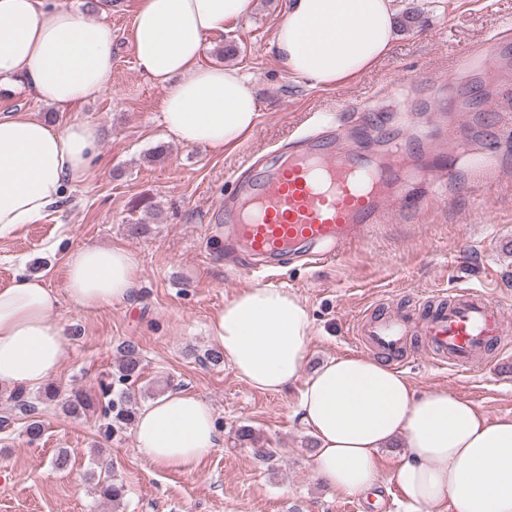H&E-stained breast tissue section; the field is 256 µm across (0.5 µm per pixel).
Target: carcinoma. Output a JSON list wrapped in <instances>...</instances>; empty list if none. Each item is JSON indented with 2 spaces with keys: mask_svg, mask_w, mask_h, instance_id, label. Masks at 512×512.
I'll use <instances>...</instances> for the list:
<instances>
[{
  "mask_svg": "<svg viewBox=\"0 0 512 512\" xmlns=\"http://www.w3.org/2000/svg\"><path fill=\"white\" fill-rule=\"evenodd\" d=\"M143 370L142 359L133 347L127 348L118 360L116 372L112 374L111 381L101 384V399L94 401L81 392H74L62 407L65 412L71 415H82L95 406H100V413L107 420L104 434L111 438L124 432L128 426L134 424L136 408L134 403V391L132 385L141 375ZM120 384L123 389L114 391L115 384ZM12 400L14 408L28 418L25 426L26 435L35 440L41 437L43 425L38 419V409L35 404L28 400L26 391L17 388L13 391ZM96 493L99 498L112 504L120 503L125 495L126 489L123 483L108 475L97 481Z\"/></svg>",
  "mask_w": 512,
  "mask_h": 512,
  "instance_id": "1",
  "label": "carcinoma"
}]
</instances>
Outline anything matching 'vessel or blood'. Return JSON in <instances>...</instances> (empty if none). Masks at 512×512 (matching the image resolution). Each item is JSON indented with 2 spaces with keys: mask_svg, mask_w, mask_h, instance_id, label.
<instances>
[{
  "mask_svg": "<svg viewBox=\"0 0 512 512\" xmlns=\"http://www.w3.org/2000/svg\"><path fill=\"white\" fill-rule=\"evenodd\" d=\"M414 177L402 165L397 145L365 160L341 142L314 144L225 207L224 242L267 264L283 256L327 263L402 208ZM427 303L421 314L366 313L357 333L376 354L397 362L411 335H420L437 366L459 372L473 369L487 351L512 345L504 310L489 295L465 289L448 298L429 297Z\"/></svg>",
  "mask_w": 512,
  "mask_h": 512,
  "instance_id": "1",
  "label": "vessel or blood"
}]
</instances>
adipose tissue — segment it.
Wrapping results in <instances>:
<instances>
[{
  "label": "adipose tissue",
  "mask_w": 512,
  "mask_h": 512,
  "mask_svg": "<svg viewBox=\"0 0 512 512\" xmlns=\"http://www.w3.org/2000/svg\"><path fill=\"white\" fill-rule=\"evenodd\" d=\"M251 0H140L132 50L139 69L165 90L162 120L186 146L216 153L255 129L258 105L238 69L203 64L210 36L247 13ZM395 37L392 0H287L272 44L288 72L329 88L372 67ZM110 28L62 0H0V93L25 86L66 112L99 96L112 77ZM101 127L73 118L52 124L30 112L0 119V237L45 218L66 185L85 182ZM139 261L114 246L79 244L64 262V289L17 275L0 288V386L36 388L56 374L69 341L62 299L95 310L129 298ZM236 373L253 388L301 384L300 422L316 441L313 469L331 489L364 494L381 480L382 448L403 441L393 478L401 512H512V418L493 422L470 401L434 389L416 393L388 363L330 359L307 372L314 333L296 295L273 286L241 290L208 325ZM133 434L154 465L191 468L215 450V411L200 395L175 390L141 409Z\"/></svg>",
  "instance_id": "adipose-tissue-1"
}]
</instances>
